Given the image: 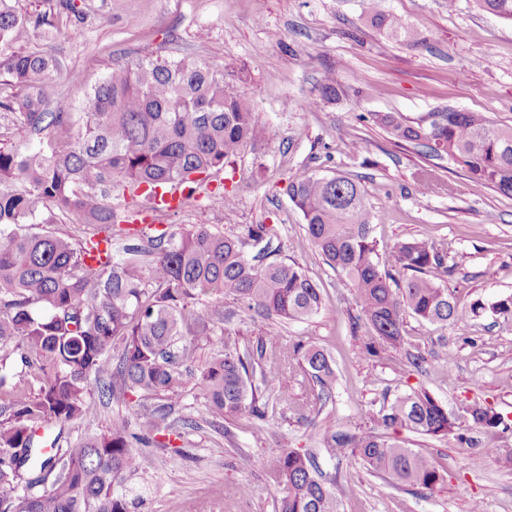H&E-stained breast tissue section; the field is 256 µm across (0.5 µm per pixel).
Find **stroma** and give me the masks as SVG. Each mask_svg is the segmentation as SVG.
<instances>
[{
	"mask_svg": "<svg viewBox=\"0 0 512 512\" xmlns=\"http://www.w3.org/2000/svg\"><path fill=\"white\" fill-rule=\"evenodd\" d=\"M94 11L78 36L26 28L17 45L56 54L61 74L50 97L79 101L113 61L145 55L187 54L227 67L269 135L213 175L178 212L157 215L159 228L209 224L246 236L266 224L276 229L279 256L297 262L318 284L321 311L279 328L229 301L227 332L256 346L277 330L282 343L323 349L336 380L320 412L303 418L293 406L305 386L272 379L264 391V418L249 413L213 417L193 386H185L169 417L179 435L151 448L152 469L135 478L144 487L139 512H276L278 493L269 464L284 448L311 452L333 482L344 512H512V321L483 311L441 327L408 319L396 349L379 357L363 351L367 328L354 327L360 311L348 282L328 267L310 242L301 213L287 194L289 181L344 174L367 192L372 236L380 256L413 238L447 255L451 273L441 282L468 308L512 295V196L493 187L474 191L452 160L419 154L374 125L373 113L408 120L446 107L479 111L512 126V22L481 9L476 0H382L385 10L419 23L420 48L388 43L363 18L364 0H153L137 26L112 14V0H91ZM336 67L340 98L319 100V83ZM318 105L306 109L305 101ZM435 169L436 194L415 190V176ZM235 185V204L217 209L210 196ZM422 356L414 366V356ZM452 366H444V358ZM426 390L448 410L473 403L492 407L502 422L484 429L464 420L466 442L430 438L406 428L392 439L427 453L443 477L435 490H406L369 474L349 449L327 451L332 433L373 429L370 414L413 390ZM133 396L92 391L80 420L51 425L37 439L76 440L105 430L113 418L134 420Z\"/></svg>",
	"mask_w": 512,
	"mask_h": 512,
	"instance_id": "obj_1",
	"label": "stroma"
}]
</instances>
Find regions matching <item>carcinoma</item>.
<instances>
[{"mask_svg":"<svg viewBox=\"0 0 512 512\" xmlns=\"http://www.w3.org/2000/svg\"><path fill=\"white\" fill-rule=\"evenodd\" d=\"M45 2V11L24 14L18 0H0V85L18 89L0 97V110L24 134L17 145L0 144V351L12 350L40 378L33 395L11 386V399L0 410L8 413L0 421V512H137L140 496L129 480L152 467L143 448L171 432L169 412L186 383L183 366L223 328L224 299L242 302L264 320L288 323L316 315L322 298L298 263L274 258V234L261 224L244 239L208 224L129 236L121 223L134 211L113 201L137 194L144 184L151 190L178 184L191 196L268 131L224 70L187 57L116 63L77 112L65 98L47 100L44 87L61 70L59 58L42 50L18 51L14 43L27 27L50 32L60 19L77 27L89 18L90 6L85 0ZM477 2L512 21V0ZM364 4L366 21L386 41L414 48L426 42L418 24L385 13L381 0ZM339 96L333 67L321 80L319 99ZM372 118L395 141L453 160L474 187L492 185L512 194V127L496 126L484 112L453 107L414 122L390 113ZM440 186L431 171L418 173L419 194L431 195ZM288 197L325 263L353 288L370 331L368 355L377 357L403 341L408 313L441 326L469 318L438 282L436 271L446 272L448 265L434 245L407 240L380 259L361 185L343 174L308 176L288 185ZM61 214L105 229L109 258L98 271L85 260L97 247L92 237L35 230L57 223ZM248 246L258 249L251 258ZM486 308L512 318V295ZM267 341L276 352L268 368L260 362L263 354L242 350L238 338L224 335V345L196 379L212 413L248 410L264 417L255 374L264 381L268 371L308 379L315 389L302 408L322 407L334 382L327 353L282 346L276 336ZM93 384L154 405L136 413L135 432L127 420L114 419L65 449L55 438L51 452L32 456L41 425L82 418ZM467 414L483 428L501 424L497 413L479 404ZM370 420L383 432L334 434L332 447L350 449L368 470L398 487L432 491L442 476L426 453L391 440L385 431L400 425L469 442L459 433V417L426 391L396 397ZM24 467L28 478L15 497L14 482ZM272 471L278 512H341V500L313 455L284 448Z\"/></svg>","mask_w":512,"mask_h":512,"instance_id":"1","label":"carcinoma"}]
</instances>
